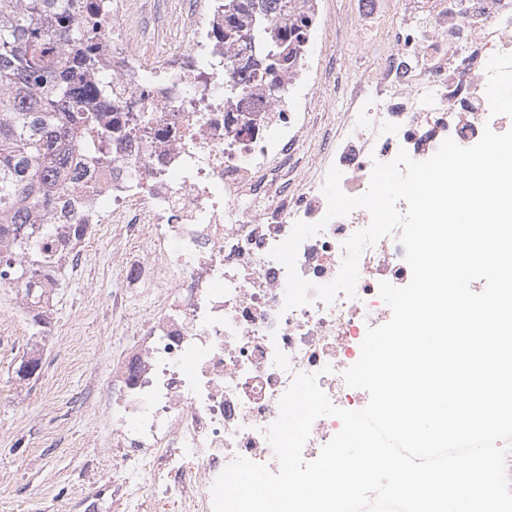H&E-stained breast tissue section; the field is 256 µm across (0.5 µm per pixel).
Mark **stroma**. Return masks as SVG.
Returning a JSON list of instances; mask_svg holds the SVG:
<instances>
[{
	"mask_svg": "<svg viewBox=\"0 0 512 512\" xmlns=\"http://www.w3.org/2000/svg\"><path fill=\"white\" fill-rule=\"evenodd\" d=\"M126 8L143 18L142 49L179 46L174 5L126 0ZM86 251V275L59 274L47 332L30 320L15 327L0 321V512H72L76 493L93 489L87 469L112 468L92 393L122 346L112 333L110 303L124 283L114 272L111 236L90 239ZM33 355L40 370L18 378L22 359Z\"/></svg>",
	"mask_w": 512,
	"mask_h": 512,
	"instance_id": "stroma-1",
	"label": "stroma"
}]
</instances>
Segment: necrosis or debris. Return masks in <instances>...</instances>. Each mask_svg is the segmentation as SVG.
<instances>
[{
    "label": "necrosis or debris",
    "instance_id": "obj_1",
    "mask_svg": "<svg viewBox=\"0 0 512 512\" xmlns=\"http://www.w3.org/2000/svg\"><path fill=\"white\" fill-rule=\"evenodd\" d=\"M354 3L334 17L326 0H298L307 35L289 64L232 91L224 65L246 49L214 34L224 0H187L183 50L149 60L127 19L100 14L104 75L122 89L112 119L136 113L149 129L113 139L102 160H70L83 223L119 232L125 284L112 297L124 347L94 395L115 465L78 512H213L212 486L237 457L278 471L266 431L298 374L316 375L334 406L360 409L342 381L367 329L391 314L381 282L412 278L399 232L362 251L354 296L288 311L287 270L271 250L296 223L324 218L330 168L358 196L375 162L399 150L424 161L445 139L469 147L485 129H512L493 94L512 85V0ZM327 28L369 65L337 67L317 46ZM319 88L343 103L326 126ZM312 138L320 149L309 160L298 147ZM370 221L363 208L329 220L300 244L298 273L334 280L344 242ZM133 293L151 300L136 316Z\"/></svg>",
    "mask_w": 512,
    "mask_h": 512
}]
</instances>
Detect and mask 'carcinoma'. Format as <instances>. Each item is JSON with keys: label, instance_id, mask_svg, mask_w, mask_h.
Returning a JSON list of instances; mask_svg holds the SVG:
<instances>
[{"label": "carcinoma", "instance_id": "carcinoma-1", "mask_svg": "<svg viewBox=\"0 0 512 512\" xmlns=\"http://www.w3.org/2000/svg\"><path fill=\"white\" fill-rule=\"evenodd\" d=\"M104 0H0V280L33 288L35 269L24 255L40 250L39 215L55 208L67 190L61 150L98 151L114 134L135 133L142 119L125 126L108 115L112 83L87 84L100 67L93 24ZM256 7L294 13V0H224V37L243 38L238 13ZM298 14L288 30L269 35L254 29L251 43L267 45L303 38Z\"/></svg>", "mask_w": 512, "mask_h": 512}]
</instances>
